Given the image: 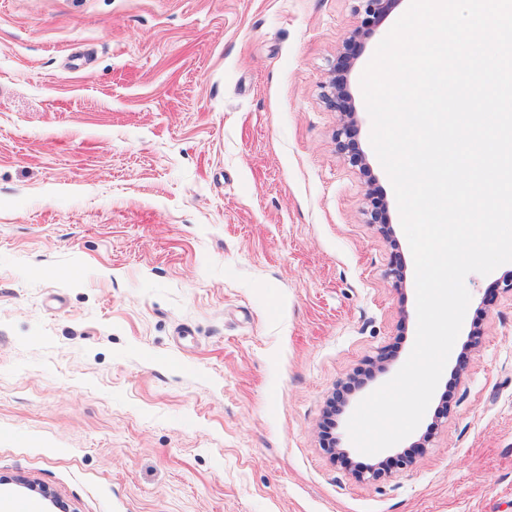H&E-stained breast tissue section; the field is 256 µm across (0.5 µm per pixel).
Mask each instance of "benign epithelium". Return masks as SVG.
<instances>
[{"mask_svg": "<svg viewBox=\"0 0 512 512\" xmlns=\"http://www.w3.org/2000/svg\"><path fill=\"white\" fill-rule=\"evenodd\" d=\"M357 2V12L363 15L361 27L352 33L346 43L345 51L339 55L336 66L332 70L328 82L325 84L324 98L331 108L340 112L348 119V122L344 123L336 134L339 150L348 154L352 165L359 167L360 170L365 172L367 171L365 156L355 151L352 143L341 140L343 136L350 137L355 116L352 99L346 91L347 78L355 59L354 50L361 30H369L377 26L393 8L395 0H357ZM368 214L369 223L388 225L386 205L383 202L375 198L371 199V209L368 211Z\"/></svg>", "mask_w": 512, "mask_h": 512, "instance_id": "obj_1", "label": "benign epithelium"}]
</instances>
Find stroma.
I'll list each match as a JSON object with an SVG mask.
<instances>
[{
    "label": "stroma",
    "instance_id": "stroma-1",
    "mask_svg": "<svg viewBox=\"0 0 512 512\" xmlns=\"http://www.w3.org/2000/svg\"><path fill=\"white\" fill-rule=\"evenodd\" d=\"M409 4L348 75L363 172L356 0H0V512H512V262L416 430L347 432L416 337L360 86ZM358 8L356 11L359 14H363L361 26L357 28L346 43V48L337 59L336 66L331 72V76L328 82L325 84L326 89L324 98L328 105L340 112L347 122L344 123L336 134V140L340 151H344L348 154L349 161L353 166L360 167L363 172L368 171L367 164L365 162V156L355 151L353 144L350 143L351 127H353L355 109L351 102L352 99L346 91L347 78L351 70L353 60L355 59V47L357 45V38L361 34L362 29H371L376 27L390 12L395 0H356ZM350 120V121H349ZM344 135L349 140L342 141L340 138Z\"/></svg>",
    "mask_w": 512,
    "mask_h": 512
}]
</instances>
